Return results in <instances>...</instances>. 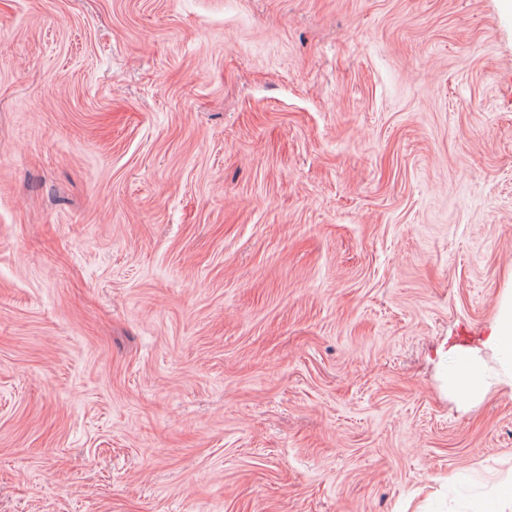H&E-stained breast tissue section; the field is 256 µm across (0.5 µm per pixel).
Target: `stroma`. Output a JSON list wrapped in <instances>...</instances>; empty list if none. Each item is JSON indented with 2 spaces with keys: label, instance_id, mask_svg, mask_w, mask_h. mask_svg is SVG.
Here are the masks:
<instances>
[{
  "label": "stroma",
  "instance_id": "1",
  "mask_svg": "<svg viewBox=\"0 0 512 512\" xmlns=\"http://www.w3.org/2000/svg\"><path fill=\"white\" fill-rule=\"evenodd\" d=\"M509 304L512 0H0V512H512ZM486 347L496 356L503 378L511 380L512 384V306L502 312L487 338ZM448 376L452 388L463 400L477 397L484 389L482 363L468 352L458 355L456 365Z\"/></svg>",
  "mask_w": 512,
  "mask_h": 512
}]
</instances>
